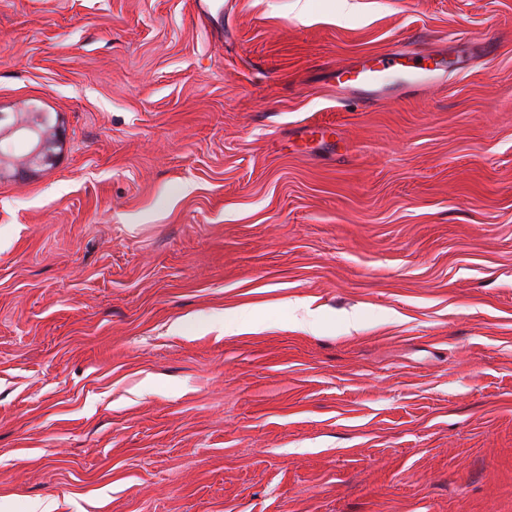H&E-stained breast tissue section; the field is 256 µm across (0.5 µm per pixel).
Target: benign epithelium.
<instances>
[{"label": "benign epithelium", "instance_id": "benign-epithelium-1", "mask_svg": "<svg viewBox=\"0 0 512 512\" xmlns=\"http://www.w3.org/2000/svg\"><path fill=\"white\" fill-rule=\"evenodd\" d=\"M57 129L43 130L33 115L18 113L11 122H6V115L0 114V173L7 166H16V159L8 154L7 147L14 142L27 145L28 153L24 156L25 166H17L16 173L24 172V167L40 165L51 161L50 148L59 141Z\"/></svg>", "mask_w": 512, "mask_h": 512}]
</instances>
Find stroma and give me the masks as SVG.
Instances as JSON below:
<instances>
[{"label": "stroma", "instance_id": "35a3bbf8", "mask_svg": "<svg viewBox=\"0 0 512 512\" xmlns=\"http://www.w3.org/2000/svg\"><path fill=\"white\" fill-rule=\"evenodd\" d=\"M33 109L0 512H512V0H0ZM401 59H408V61H414L419 63L420 59H413L405 54H385L379 57H367L364 62L361 63V69L357 71L355 80L360 78V82L370 86H376L382 81L383 73L394 65H403L400 62Z\"/></svg>", "mask_w": 512, "mask_h": 512}]
</instances>
